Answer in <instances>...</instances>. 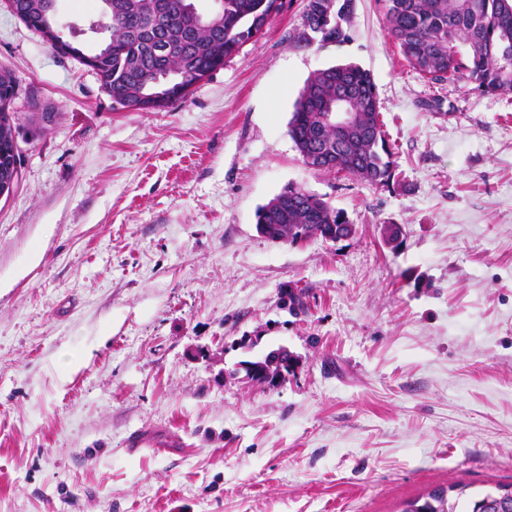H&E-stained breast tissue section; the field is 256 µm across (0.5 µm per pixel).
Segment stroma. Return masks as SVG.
Returning <instances> with one entry per match:
<instances>
[{
  "label": "stroma",
  "mask_w": 512,
  "mask_h": 512,
  "mask_svg": "<svg viewBox=\"0 0 512 512\" xmlns=\"http://www.w3.org/2000/svg\"><path fill=\"white\" fill-rule=\"evenodd\" d=\"M282 2L155 112L0 6V67L22 81L0 200V512H400L512 482V93L420 77L379 0H351L338 43L312 38L307 0ZM345 62L377 86L384 186L307 167L288 134L306 79ZM291 184L353 235L260 234L258 207ZM281 346L287 380L246 378L241 361ZM136 430L149 446H126Z\"/></svg>",
  "instance_id": "35a3bbf8"
}]
</instances>
